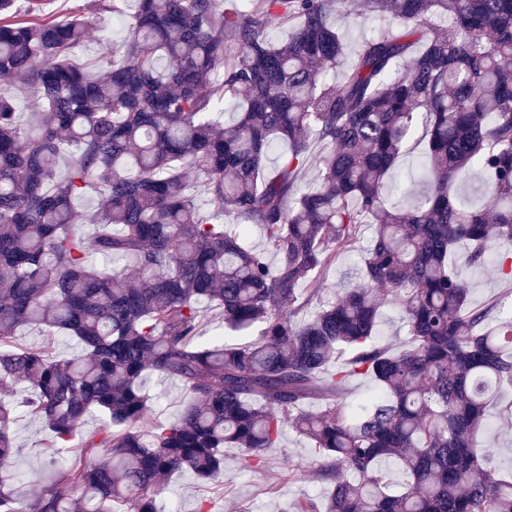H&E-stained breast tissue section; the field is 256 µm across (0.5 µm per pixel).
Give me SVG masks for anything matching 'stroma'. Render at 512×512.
<instances>
[{"label": "stroma", "mask_w": 512, "mask_h": 512, "mask_svg": "<svg viewBox=\"0 0 512 512\" xmlns=\"http://www.w3.org/2000/svg\"><path fill=\"white\" fill-rule=\"evenodd\" d=\"M126 35L124 25L113 22L111 16H104L94 22L88 41L78 48L77 54L94 61L110 59L113 44L122 42ZM422 152L421 143L411 142L397 173L406 192L401 195L385 191L387 205L409 208L427 191L421 169ZM368 246V241H361L359 249L337 257L324 276L321 299L331 298L337 292L359 284L362 251ZM455 264L460 278L470 290L472 306L480 307L512 293V279L502 278L494 264L473 266L462 250L457 251ZM150 393L153 403L145 419L149 425L175 418L186 400L182 384L174 379L151 385ZM15 438L17 453L12 463V488L27 512H37L33 497L35 488L55 478V470L44 453L46 430L38 419L21 413L17 416ZM479 441L489 448L499 471L512 473V389L502 390L489 405L486 428ZM316 464L317 458L308 441L287 426L282 431L279 446L267 449L264 468L244 469L237 449H225L223 477L207 486L187 476L174 479L165 485L160 504L164 512H197L201 500L207 499L211 502V512H239L243 507L250 508L251 512H280L284 505L315 499L328 492L329 482L314 475ZM290 468L298 471V479H284V471Z\"/></svg>", "instance_id": "stroma-1"}]
</instances>
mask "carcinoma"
Returning a JSON list of instances; mask_svg holds the SVG:
<instances>
[{"label":"carcinoma","instance_id":"carcinoma-1","mask_svg":"<svg viewBox=\"0 0 512 512\" xmlns=\"http://www.w3.org/2000/svg\"><path fill=\"white\" fill-rule=\"evenodd\" d=\"M16 2L0 0V80L29 90L40 121L22 124L0 94V391L27 383L50 463L70 452L59 481L36 490L39 512H162V480L209 483L227 447L259 468L287 422L331 492L281 512H512V477L477 441L512 388V300L469 307L453 262L461 245L474 265L493 251L512 276V0H135L106 63L73 57L90 20L43 16L42 0L22 15ZM125 5L91 7L123 18ZM340 11L384 25L350 48ZM273 17L289 27L277 42ZM420 123L429 190L389 208L384 187ZM475 170L474 205L457 183ZM89 191L97 229L84 236L73 201ZM367 224L363 283L295 322ZM250 226L265 249L245 244ZM94 256L129 257L134 274ZM386 300L407 326L398 352L378 339ZM205 307L257 338L201 342ZM25 326L80 351L16 348ZM355 376L372 393L335 401ZM153 377L180 381L187 401L145 431ZM96 411L104 426L79 432ZM13 423L1 401L0 512H21ZM385 460L406 474L403 491H388Z\"/></svg>","mask_w":512,"mask_h":512}]
</instances>
